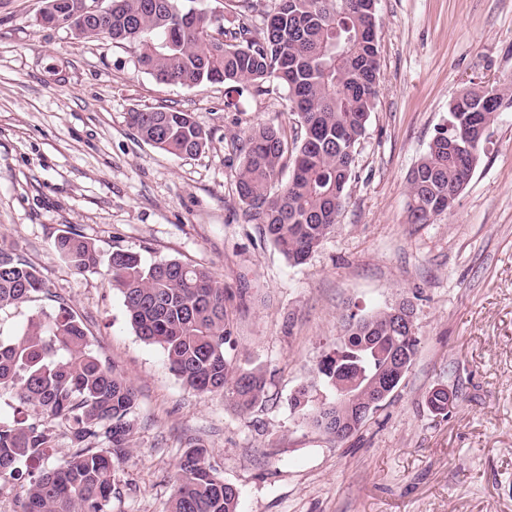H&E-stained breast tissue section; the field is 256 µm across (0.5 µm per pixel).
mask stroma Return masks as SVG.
<instances>
[{
	"label": "stroma",
	"mask_w": 512,
	"mask_h": 512,
	"mask_svg": "<svg viewBox=\"0 0 512 512\" xmlns=\"http://www.w3.org/2000/svg\"><path fill=\"white\" fill-rule=\"evenodd\" d=\"M43 5L0 0V241L47 285L0 310V336L67 305L135 385L112 512H164L192 440L238 488V512H512V104L452 213L406 221L408 175L452 100L512 81V0H377L376 107L336 230L297 266L245 223L235 193L252 126L295 135L286 91L157 82L135 45L38 25ZM160 106L191 113L208 148L176 158L141 140L128 112ZM69 231L105 254L206 267L233 294L229 356L262 370L263 400L243 411L186 387L136 336L106 270L61 259L55 240ZM407 297L417 356L365 426L336 442L290 400L302 387L312 404L333 400L317 368L344 316ZM439 386L454 396L443 414L428 405Z\"/></svg>",
	"instance_id": "obj_1"
}]
</instances>
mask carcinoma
I'll list each match as a JSON object with an SVG mask.
<instances>
[{"label":"carcinoma","mask_w":512,"mask_h":512,"mask_svg":"<svg viewBox=\"0 0 512 512\" xmlns=\"http://www.w3.org/2000/svg\"><path fill=\"white\" fill-rule=\"evenodd\" d=\"M196 0H110L74 37L138 46L141 68L165 84L198 86L248 83L259 94L288 92L300 135L259 123L243 142L235 191L246 223L258 226L295 265L304 263L334 229L352 178L353 154L378 96L376 0H279L265 29L240 17L216 28ZM471 88L450 105L455 129L440 127L408 176L407 223L428 224L452 210L484 147L465 148L468 118L493 123L507 89ZM140 138L176 157L202 153L209 134L190 113L172 108L135 110L127 116ZM291 167L288 182L280 181ZM59 255L78 271L104 266L136 335L163 351L169 369L200 394H219L247 410L265 396L266 379L255 368L234 365L227 303L230 295L204 267L164 260L145 264L116 249L106 256L84 236L67 232ZM40 271L15 248L0 244V309L23 304L44 290ZM417 330L399 331L385 309L347 315L343 340L318 367V377L339 393L358 383L363 408L328 401L310 404L308 391L292 399L315 428L344 441L357 433L381 400L364 391L393 347L416 356ZM17 406L0 417V482L23 490L20 512H112L118 464L135 429L137 394L132 382L91 348L82 322L65 307L28 319L17 336L0 337V392ZM71 453L45 466L55 447L54 429ZM176 490L165 512H238L237 488L218 475L206 446L196 440L176 464Z\"/></svg>","instance_id":"obj_1"}]
</instances>
